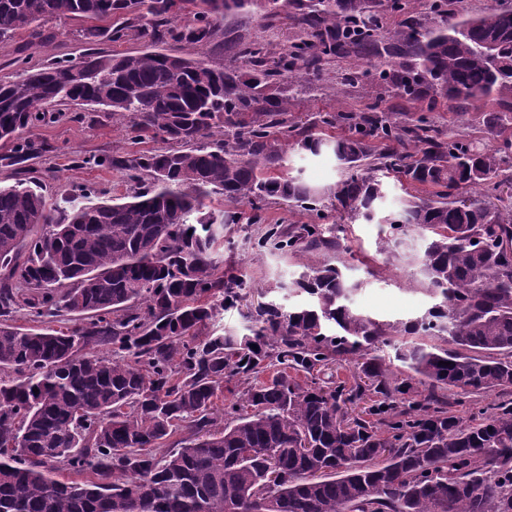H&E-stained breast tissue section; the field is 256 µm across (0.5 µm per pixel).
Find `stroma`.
<instances>
[{
    "label": "stroma",
    "mask_w": 512,
    "mask_h": 512,
    "mask_svg": "<svg viewBox=\"0 0 512 512\" xmlns=\"http://www.w3.org/2000/svg\"><path fill=\"white\" fill-rule=\"evenodd\" d=\"M84 25L83 19L61 16L45 24L47 38L44 41H34L24 32L0 41V81L14 80L25 63L35 66L55 56L77 59L92 50L122 55L149 46L144 39L113 42L104 36L87 44L78 36ZM344 68L342 61L331 62L323 80L303 84L292 101L289 119L302 124L311 113L334 110L336 85ZM29 137L45 146L31 161L30 170L42 180L51 203L58 201L62 193L80 188L122 198L134 187L126 171L96 166L94 157L130 158L162 147L161 142L152 138L132 143L118 117L96 107L76 104L47 115L30 130ZM285 160L289 171L303 172L312 184L329 187L339 178L337 166L330 157L311 158L290 151ZM324 221L335 227L344 275L360 285L351 298L354 309L380 321H407L421 316L433 305L434 300L420 279L417 263L425 247L422 233L412 230L394 238L384 224H346L340 222L339 213L333 207L326 209ZM224 236L229 240L224 247L225 276L243 278L251 294L277 287L276 298L282 306L303 302V294L293 288L303 273L298 259L277 252L255 251L251 231L243 223L229 225ZM387 240L391 241L394 253L389 261L378 253L379 244Z\"/></svg>",
    "instance_id": "35a3bbf8"
}]
</instances>
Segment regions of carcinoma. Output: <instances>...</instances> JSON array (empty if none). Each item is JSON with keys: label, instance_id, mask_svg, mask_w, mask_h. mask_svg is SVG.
<instances>
[{"label": "carcinoma", "instance_id": "1", "mask_svg": "<svg viewBox=\"0 0 512 512\" xmlns=\"http://www.w3.org/2000/svg\"><path fill=\"white\" fill-rule=\"evenodd\" d=\"M264 1L267 25L295 29L282 53L237 25ZM381 2L0 0V41L39 38L56 16L119 14L123 25L80 39L179 44L52 59L0 82L3 166L43 150L24 133L70 101L122 118L134 143L169 144L124 164L135 187L123 202L70 193L49 206L35 178L0 186V512H512V6L468 16L462 0L422 13L416 0ZM221 33L234 64L194 57ZM336 60L343 86L373 82L378 96L352 109L338 91L336 111L288 121L282 80ZM441 103L479 113L497 144L445 134L428 116ZM284 144L332 153L341 221L429 235L427 312L359 313L355 284L325 262L296 282L307 304L251 301L246 332L216 325L243 300L242 279L217 275L238 205L259 251L336 250L325 196L271 174ZM386 178L408 196L393 217L378 210ZM213 194L225 209H206ZM276 200L311 221L264 223ZM21 310L33 325L15 323ZM343 363L351 388L322 378ZM234 377L243 388L226 403ZM491 393L468 423L448 411ZM365 399L360 416L342 408Z\"/></svg>", "mask_w": 512, "mask_h": 512}]
</instances>
